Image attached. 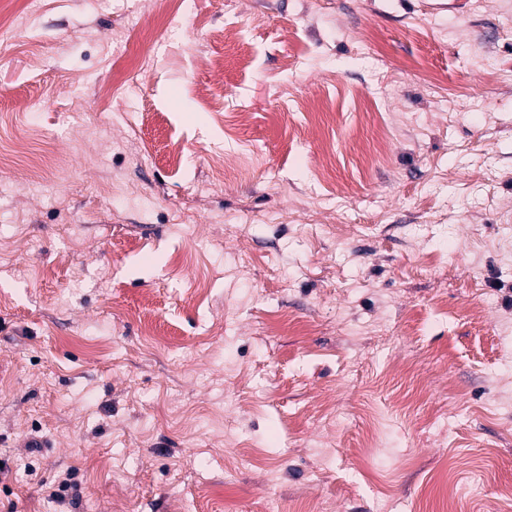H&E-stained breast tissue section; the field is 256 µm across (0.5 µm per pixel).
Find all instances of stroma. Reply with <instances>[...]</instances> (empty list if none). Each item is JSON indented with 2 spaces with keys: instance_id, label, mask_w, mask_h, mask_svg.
I'll list each match as a JSON object with an SVG mask.
<instances>
[{
  "instance_id": "1",
  "label": "stroma",
  "mask_w": 512,
  "mask_h": 512,
  "mask_svg": "<svg viewBox=\"0 0 512 512\" xmlns=\"http://www.w3.org/2000/svg\"><path fill=\"white\" fill-rule=\"evenodd\" d=\"M431 2L0 0V512H512V0ZM188 2L187 0H155L154 14L146 22L148 24H166L173 15L185 12Z\"/></svg>"
}]
</instances>
